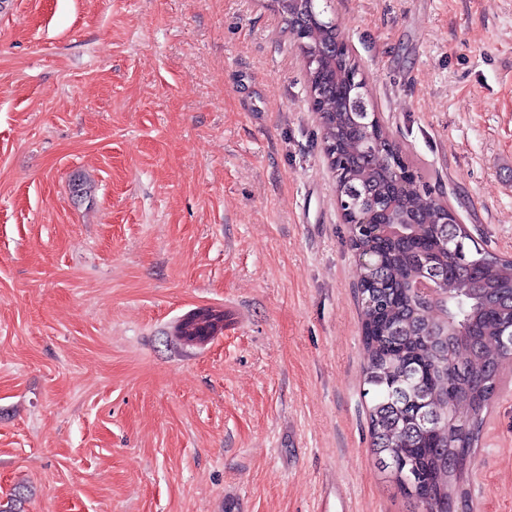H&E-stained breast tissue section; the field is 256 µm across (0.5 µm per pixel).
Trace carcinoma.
Segmentation results:
<instances>
[{
	"label": "carcinoma",
	"mask_w": 512,
	"mask_h": 512,
	"mask_svg": "<svg viewBox=\"0 0 512 512\" xmlns=\"http://www.w3.org/2000/svg\"><path fill=\"white\" fill-rule=\"evenodd\" d=\"M308 0L283 8L285 24L307 25L304 42L331 43L335 35L308 25ZM325 89L320 101L322 138L330 147L336 193L373 192L389 177L387 133L367 126L374 112L358 80L352 54L328 53L309 62L308 87ZM392 214L415 213L409 237L381 238L357 231L358 252H373L361 266V324L367 364L365 384L372 447L380 469L422 512H448L467 500L474 445L497 396L512 351L499 337L512 325V261L479 247L470 250L466 229L453 224L445 243L443 222L452 208L421 181L393 193ZM446 281L448 299L423 302L407 288L421 258ZM224 315L204 309L184 318L176 335L200 341L223 328Z\"/></svg>",
	"instance_id": "obj_1"
}]
</instances>
